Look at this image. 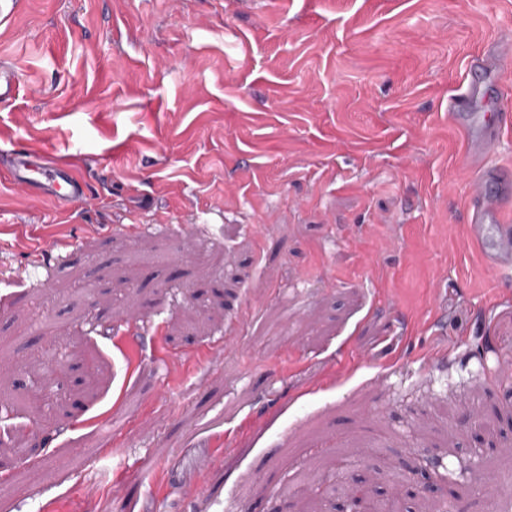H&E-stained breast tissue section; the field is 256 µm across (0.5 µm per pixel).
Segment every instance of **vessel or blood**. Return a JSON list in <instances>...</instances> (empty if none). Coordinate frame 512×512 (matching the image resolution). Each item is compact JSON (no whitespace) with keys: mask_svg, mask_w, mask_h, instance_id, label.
Returning a JSON list of instances; mask_svg holds the SVG:
<instances>
[{"mask_svg":"<svg viewBox=\"0 0 512 512\" xmlns=\"http://www.w3.org/2000/svg\"><path fill=\"white\" fill-rule=\"evenodd\" d=\"M512 63V38L496 39L485 51L474 55L467 67L463 85L450 100L448 116L463 135L467 160L483 164L495 153L503 131L500 114L487 110L494 97L485 76L495 64ZM11 185L27 194H45L65 207L83 204L88 198L86 183L73 170L43 153L29 149L8 152ZM512 211V171L494 169L470 202L472 238L493 273H512V226L502 216Z\"/></svg>","mask_w":512,"mask_h":512,"instance_id":"vessel-or-blood-1","label":"vessel or blood"}]
</instances>
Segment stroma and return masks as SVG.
<instances>
[{
	"mask_svg": "<svg viewBox=\"0 0 512 512\" xmlns=\"http://www.w3.org/2000/svg\"><path fill=\"white\" fill-rule=\"evenodd\" d=\"M508 33L512 0H16L0 151L90 201L0 167V512H337L397 471L512 512V278L448 120ZM11 185L28 195L45 194L72 208L88 199L86 183L73 170L41 152L14 149L7 152Z\"/></svg>",
	"mask_w": 512,
	"mask_h": 512,
	"instance_id": "stroma-1",
	"label": "stroma"
}]
</instances>
